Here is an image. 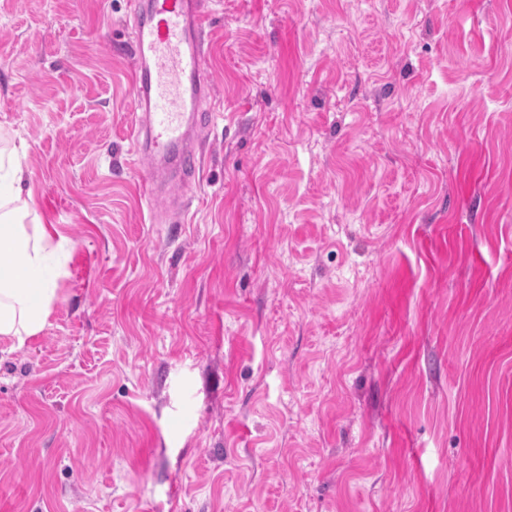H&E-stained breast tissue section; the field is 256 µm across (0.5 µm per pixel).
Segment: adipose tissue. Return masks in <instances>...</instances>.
I'll return each instance as SVG.
<instances>
[{"instance_id":"adipose-tissue-1","label":"adipose tissue","mask_w":512,"mask_h":512,"mask_svg":"<svg viewBox=\"0 0 512 512\" xmlns=\"http://www.w3.org/2000/svg\"><path fill=\"white\" fill-rule=\"evenodd\" d=\"M27 149L23 142L0 149V266L10 270L0 278V340L18 347L46 326L62 275L53 263L62 246L55 230L22 221L24 171L15 159Z\"/></svg>"}]
</instances>
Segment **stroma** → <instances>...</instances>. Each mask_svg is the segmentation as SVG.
Instances as JSON below:
<instances>
[{
    "instance_id": "stroma-1",
    "label": "stroma",
    "mask_w": 512,
    "mask_h": 512,
    "mask_svg": "<svg viewBox=\"0 0 512 512\" xmlns=\"http://www.w3.org/2000/svg\"><path fill=\"white\" fill-rule=\"evenodd\" d=\"M206 11L179 215L126 0H0V135L66 239L0 342V512H512V0Z\"/></svg>"
}]
</instances>
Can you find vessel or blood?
<instances>
[{
  "instance_id": "vessel-or-blood-1",
  "label": "vessel or blood",
  "mask_w": 512,
  "mask_h": 512,
  "mask_svg": "<svg viewBox=\"0 0 512 512\" xmlns=\"http://www.w3.org/2000/svg\"><path fill=\"white\" fill-rule=\"evenodd\" d=\"M134 154L148 198L186 184L199 165L192 132L212 95L204 39L205 0H129Z\"/></svg>"
}]
</instances>
